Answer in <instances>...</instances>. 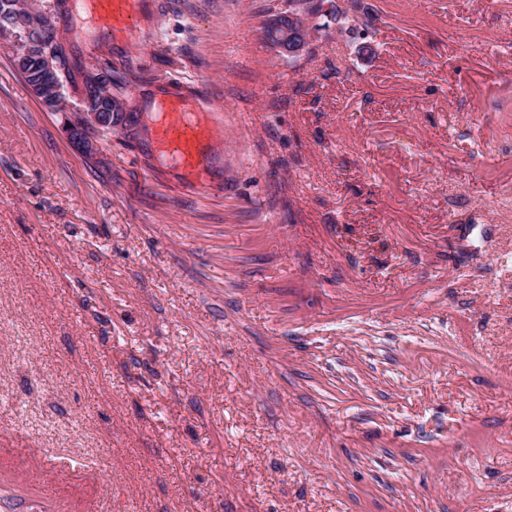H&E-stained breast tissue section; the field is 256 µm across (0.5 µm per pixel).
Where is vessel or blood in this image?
Here are the masks:
<instances>
[{"instance_id": "b4317fda", "label": "vessel or blood", "mask_w": 512, "mask_h": 512, "mask_svg": "<svg viewBox=\"0 0 512 512\" xmlns=\"http://www.w3.org/2000/svg\"><path fill=\"white\" fill-rule=\"evenodd\" d=\"M62 9L86 43L106 39L110 49L128 50L143 35V23L154 11L153 0H64ZM200 87L170 84L146 105L148 125L143 152L159 156L160 182L181 188L218 189L216 172L223 165L221 132L202 105Z\"/></svg>"}]
</instances>
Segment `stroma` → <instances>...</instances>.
<instances>
[{"mask_svg": "<svg viewBox=\"0 0 512 512\" xmlns=\"http://www.w3.org/2000/svg\"><path fill=\"white\" fill-rule=\"evenodd\" d=\"M160 2L220 195L0 46V512H512V0ZM288 2L289 3H288L287 10L278 11L277 13H273V11L271 9L267 12L268 14L265 17L267 18V17H270L271 15H275L278 13L281 14V13H291V12H296L295 13L296 16H300L299 13L301 12V15L309 17V16L315 14L318 11V8L320 6V3L314 4L312 0H288ZM293 5H295L296 8H292ZM279 17H280V15L270 17L268 19V25L271 26L273 29L280 27L282 30H284L286 35L281 41L286 42L288 40V37L290 34L288 33V30L284 26L279 25V23H278ZM264 20H263V22H264ZM263 22H262L263 27L261 26V29H263L264 40L267 43H268V40L271 41L272 43H275L276 41H274L268 34L267 27H266V21L264 23Z\"/></svg>", "mask_w": 512, "mask_h": 512, "instance_id": "obj_1", "label": "stroma"}]
</instances>
